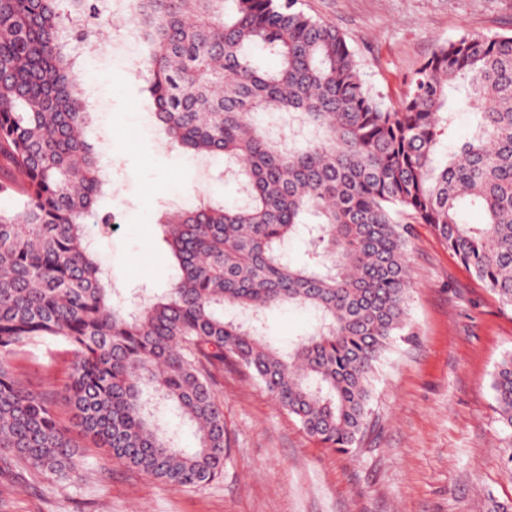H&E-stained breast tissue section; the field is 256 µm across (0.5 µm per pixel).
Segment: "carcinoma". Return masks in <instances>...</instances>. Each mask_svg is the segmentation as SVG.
Segmentation results:
<instances>
[{
    "label": "carcinoma",
    "mask_w": 512,
    "mask_h": 512,
    "mask_svg": "<svg viewBox=\"0 0 512 512\" xmlns=\"http://www.w3.org/2000/svg\"><path fill=\"white\" fill-rule=\"evenodd\" d=\"M98 0H0V452L52 480L75 476L77 444L13 356L61 345L65 398L107 456L175 488L224 473L229 440L214 372L243 370L325 448L355 452L371 428L385 352L414 335L413 225L426 224L512 308V34L440 43L407 90L385 103L355 51L295 0H133L145 91L166 143L223 156L232 205L209 194L159 216L176 273L128 310L88 237L112 188L84 136L91 123L73 17ZM261 51L276 65L263 67ZM479 109L450 138L448 90ZM285 112L309 136L274 138L260 112ZM481 224L462 219L466 208ZM306 260H285L288 242ZM314 311L284 352L264 335L274 308ZM512 468V356L492 384ZM194 431L181 445L164 415Z\"/></svg>",
    "instance_id": "obj_1"
}]
</instances>
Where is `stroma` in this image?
I'll return each instance as SVG.
<instances>
[{
  "instance_id": "stroma-1",
  "label": "stroma",
  "mask_w": 512,
  "mask_h": 512,
  "mask_svg": "<svg viewBox=\"0 0 512 512\" xmlns=\"http://www.w3.org/2000/svg\"><path fill=\"white\" fill-rule=\"evenodd\" d=\"M339 28L373 92L397 98L438 43L463 31L512 32V0H298ZM94 114L101 166L112 195L100 207L112 225L97 236L112 285L131 300L166 289L173 263L156 222L201 192L234 202L222 160L200 167L166 148L129 74L135 44L102 39ZM411 318L417 337L398 342L375 380L376 426L355 453L321 447L242 370L216 375L231 450L224 474L199 489L175 490L115 462L80 439L76 477L56 481L0 454V512H512V469L494 409L498 363L512 355V310L453 256L430 227H417L410 258ZM302 309H273L268 337L287 347L310 329ZM72 357L58 345L29 347L12 359L29 389L47 394L62 425L63 386Z\"/></svg>"
}]
</instances>
